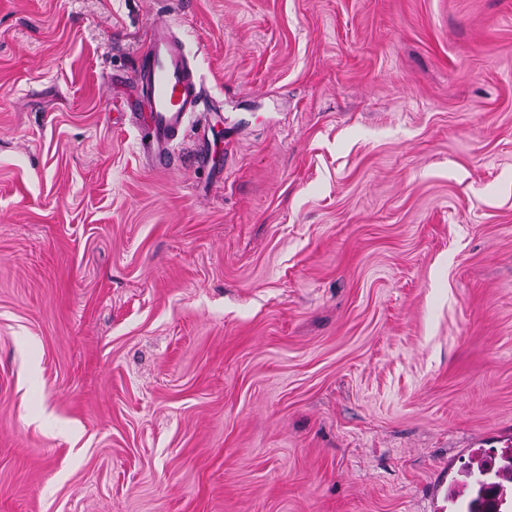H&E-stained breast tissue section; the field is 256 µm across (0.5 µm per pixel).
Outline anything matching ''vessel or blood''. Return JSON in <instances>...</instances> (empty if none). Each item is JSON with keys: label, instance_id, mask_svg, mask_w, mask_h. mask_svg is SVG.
<instances>
[{"label": "vessel or blood", "instance_id": "vessel-or-blood-1", "mask_svg": "<svg viewBox=\"0 0 512 512\" xmlns=\"http://www.w3.org/2000/svg\"><path fill=\"white\" fill-rule=\"evenodd\" d=\"M135 82L137 95L129 107L140 131L138 148L154 167L169 168L190 117L206 103V93L184 44L167 24L152 28L138 57Z\"/></svg>", "mask_w": 512, "mask_h": 512}]
</instances>
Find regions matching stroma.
<instances>
[{
    "mask_svg": "<svg viewBox=\"0 0 512 512\" xmlns=\"http://www.w3.org/2000/svg\"><path fill=\"white\" fill-rule=\"evenodd\" d=\"M508 438L512 0H0V512H459ZM135 82L136 97L123 104L135 111L138 149L152 158L155 168H169L175 161V145L189 118L205 105L206 93L184 44L167 24L151 29L138 57Z\"/></svg>",
    "mask_w": 512,
    "mask_h": 512,
    "instance_id": "35a3bbf8",
    "label": "stroma"
}]
</instances>
